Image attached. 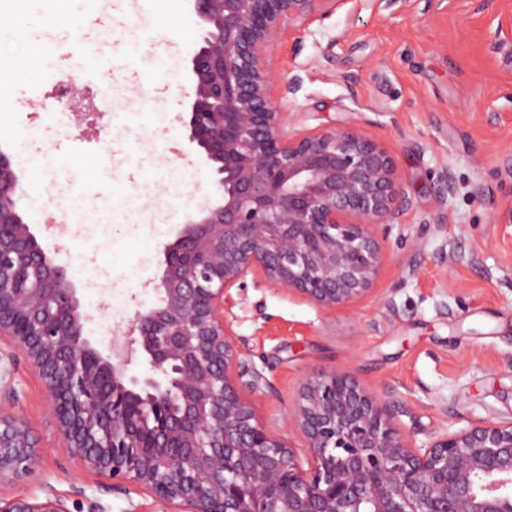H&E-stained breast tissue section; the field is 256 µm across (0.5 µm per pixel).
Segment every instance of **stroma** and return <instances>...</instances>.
I'll list each match as a JSON object with an SVG mask.
<instances>
[{
	"label": "stroma",
	"mask_w": 512,
	"mask_h": 512,
	"mask_svg": "<svg viewBox=\"0 0 512 512\" xmlns=\"http://www.w3.org/2000/svg\"><path fill=\"white\" fill-rule=\"evenodd\" d=\"M101 9L99 0L0 7V29L23 30L36 54L53 46L35 78L0 91V148L25 160L17 208L43 247L62 245L57 261L102 347L113 327L156 304L163 245L214 197L182 122L203 34L191 0L118 7L94 30L55 23ZM85 40L111 49V72L76 70ZM275 68L276 93L300 80L288 103L297 129L352 124L387 144L409 204L389 225L391 262L352 307L325 310L259 277L231 288L224 316L259 385L262 421L307 462L294 399L321 370L384 392L419 444L512 417V0H357L281 42ZM69 74L90 97L111 85L108 102L69 112L53 96ZM10 383L43 453L7 494L49 491L70 512L93 501L105 512H162L150 496L101 488L58 449L47 394L25 365Z\"/></svg>",
	"instance_id": "obj_1"
}]
</instances>
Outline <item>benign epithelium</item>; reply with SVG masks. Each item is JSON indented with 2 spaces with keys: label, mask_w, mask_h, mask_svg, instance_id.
<instances>
[{
  "label": "benign epithelium",
  "mask_w": 512,
  "mask_h": 512,
  "mask_svg": "<svg viewBox=\"0 0 512 512\" xmlns=\"http://www.w3.org/2000/svg\"><path fill=\"white\" fill-rule=\"evenodd\" d=\"M352 0H193L205 29L191 57L188 141L216 203L165 244L158 303L113 331L85 335L79 289L23 221L18 175L0 149V377L24 360L49 395L61 448L108 491L136 489L169 512H512V418L478 421L418 445L389 401L346 374L300 385L295 424L312 466L262 422L243 389L231 288L248 276L324 308L355 305L390 254L379 228L407 201L391 150L353 126L298 131L273 95L284 36ZM143 377L129 374L136 362ZM0 389V486L43 448ZM0 512H69L0 493Z\"/></svg>",
  "instance_id": "obj_1"
}]
</instances>
